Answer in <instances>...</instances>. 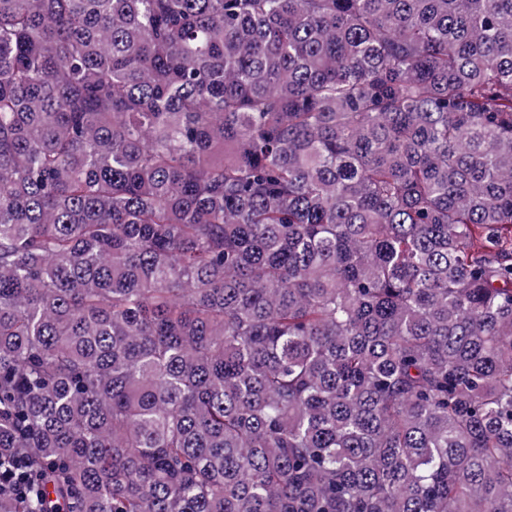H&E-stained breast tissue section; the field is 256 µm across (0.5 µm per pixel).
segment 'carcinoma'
<instances>
[{"instance_id":"1","label":"carcinoma","mask_w":512,"mask_h":512,"mask_svg":"<svg viewBox=\"0 0 512 512\" xmlns=\"http://www.w3.org/2000/svg\"><path fill=\"white\" fill-rule=\"evenodd\" d=\"M0 512H512V0H0Z\"/></svg>"}]
</instances>
